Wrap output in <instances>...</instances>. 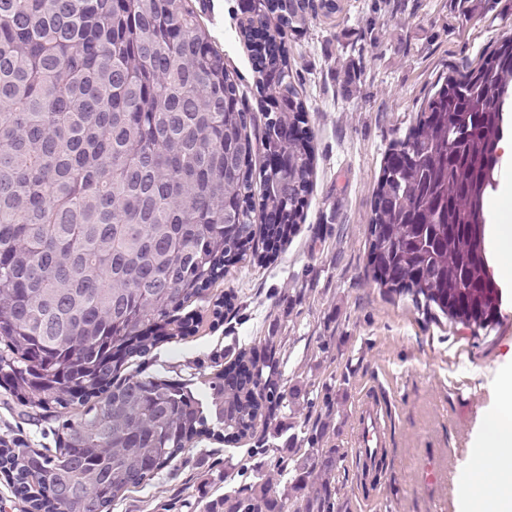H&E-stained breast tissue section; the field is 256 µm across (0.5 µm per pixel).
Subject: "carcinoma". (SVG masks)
Returning <instances> with one entry per match:
<instances>
[{"label": "carcinoma", "instance_id": "carcinoma-1", "mask_svg": "<svg viewBox=\"0 0 512 512\" xmlns=\"http://www.w3.org/2000/svg\"><path fill=\"white\" fill-rule=\"evenodd\" d=\"M193 0H0V381L23 405L64 419L58 448H0L25 512H108L204 433L245 436L286 409L273 358L236 388L202 392L121 374L150 333L184 328L230 263L282 238L306 205L311 134L286 61L259 70L262 117L245 111ZM246 33L284 44L306 0H249ZM512 39L450 71L381 166L364 275L472 335L499 318L483 204L492 182ZM277 158L253 170V156ZM288 436V493L249 484L209 512H338V448Z\"/></svg>", "mask_w": 512, "mask_h": 512}]
</instances>
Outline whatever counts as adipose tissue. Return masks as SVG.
<instances>
[{"mask_svg":"<svg viewBox=\"0 0 512 512\" xmlns=\"http://www.w3.org/2000/svg\"><path fill=\"white\" fill-rule=\"evenodd\" d=\"M502 177L499 204L491 211L487 231L495 252L496 274L512 282V133L498 141ZM500 405L485 418L482 455L475 458L466 496L468 512H512V373L499 381Z\"/></svg>","mask_w":512,"mask_h":512,"instance_id":"1","label":"adipose tissue"}]
</instances>
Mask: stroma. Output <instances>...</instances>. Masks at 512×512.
<instances>
[{"mask_svg": "<svg viewBox=\"0 0 512 512\" xmlns=\"http://www.w3.org/2000/svg\"><path fill=\"white\" fill-rule=\"evenodd\" d=\"M247 110L261 115L268 95L256 85L253 54L240 32L238 0H193ZM326 13L309 0L308 22L285 43L314 136L309 207L278 252L228 267L205 301L193 304V330L134 358L128 371L202 389L228 365L227 353L270 347L284 384L296 392L277 420L252 436L201 437L147 485L110 512H205L207 502L271 479L281 470L285 435L323 420V447L340 451L335 487L341 512H458L486 414L499 403V378L512 370V288L501 316L480 335L426 319L411 300L392 298L364 274L372 201L390 141L413 121L424 96L449 70H464L482 49L512 37V0L467 7L462 0H335ZM274 344H267V337ZM332 390V409L318 403ZM389 420L381 484L366 481L350 444L361 399ZM55 414L35 412L0 387V441L19 448L56 445Z\"/></svg>", "mask_w": 512, "mask_h": 512, "instance_id": "35a3bbf8", "label": "stroma"}]
</instances>
